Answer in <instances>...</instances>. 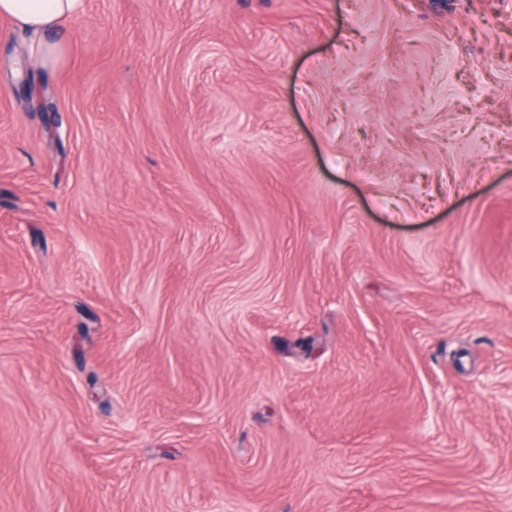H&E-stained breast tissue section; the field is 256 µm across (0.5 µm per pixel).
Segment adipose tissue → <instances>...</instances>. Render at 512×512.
Masks as SVG:
<instances>
[{"instance_id": "obj_1", "label": "adipose tissue", "mask_w": 512, "mask_h": 512, "mask_svg": "<svg viewBox=\"0 0 512 512\" xmlns=\"http://www.w3.org/2000/svg\"><path fill=\"white\" fill-rule=\"evenodd\" d=\"M84 6L85 0H0V16L37 35L80 15Z\"/></svg>"}]
</instances>
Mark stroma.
I'll return each instance as SVG.
<instances>
[{
    "label": "stroma",
    "mask_w": 512,
    "mask_h": 512,
    "mask_svg": "<svg viewBox=\"0 0 512 512\" xmlns=\"http://www.w3.org/2000/svg\"><path fill=\"white\" fill-rule=\"evenodd\" d=\"M0 19V512H512V0Z\"/></svg>",
    "instance_id": "1"
}]
</instances>
